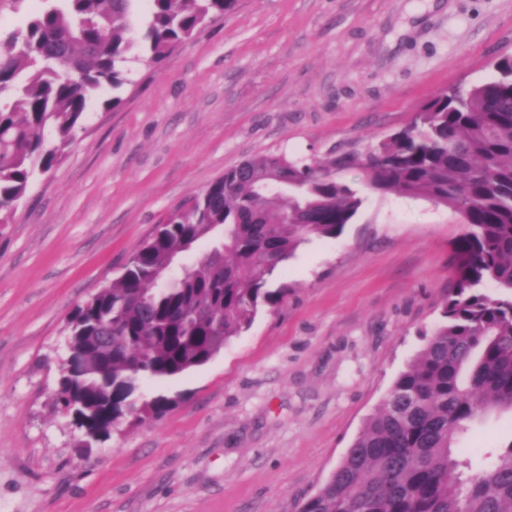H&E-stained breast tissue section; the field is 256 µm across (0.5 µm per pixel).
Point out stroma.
<instances>
[{"instance_id":"1","label":"stroma","mask_w":512,"mask_h":512,"mask_svg":"<svg viewBox=\"0 0 512 512\" xmlns=\"http://www.w3.org/2000/svg\"><path fill=\"white\" fill-rule=\"evenodd\" d=\"M510 52L512 0H237L158 65L129 62L0 224V512H298L437 327L454 212L337 169L364 202L275 271L283 303L206 365L142 383L173 399L163 417L90 446L54 405L66 322L225 168L364 157ZM511 443L512 413L495 411L460 445Z\"/></svg>"}]
</instances>
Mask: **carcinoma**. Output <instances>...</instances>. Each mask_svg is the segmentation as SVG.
<instances>
[{
  "label": "carcinoma",
  "instance_id": "obj_1",
  "mask_svg": "<svg viewBox=\"0 0 512 512\" xmlns=\"http://www.w3.org/2000/svg\"><path fill=\"white\" fill-rule=\"evenodd\" d=\"M236 2L45 0L0 37V224L59 162L90 99L126 82V63L157 64ZM494 70L465 92L433 94L359 163L369 191L458 215L456 280L434 333L299 512H512V443L479 470L456 453L469 422L512 412V54ZM354 163L255 155L177 208L69 318L57 405L72 424L91 439L130 414H165V395L136 405L140 382L208 363L279 306L287 289L269 287L274 272L312 239L338 238L361 207L336 179ZM202 240L211 250L171 274Z\"/></svg>",
  "mask_w": 512,
  "mask_h": 512
}]
</instances>
